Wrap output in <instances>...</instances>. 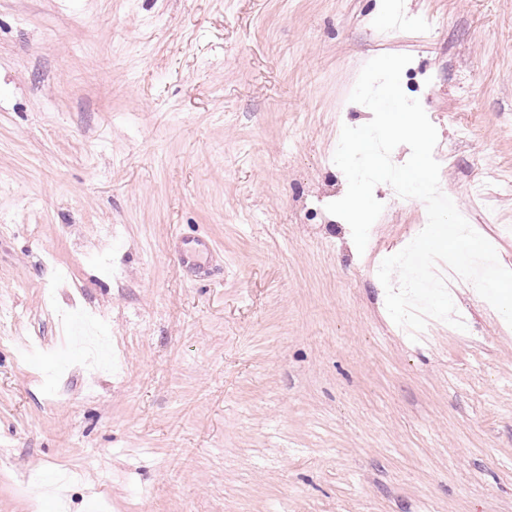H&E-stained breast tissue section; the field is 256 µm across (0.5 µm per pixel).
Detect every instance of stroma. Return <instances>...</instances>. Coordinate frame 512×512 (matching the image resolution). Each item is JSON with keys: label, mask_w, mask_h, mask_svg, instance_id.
Returning a JSON list of instances; mask_svg holds the SVG:
<instances>
[{"label": "stroma", "mask_w": 512, "mask_h": 512, "mask_svg": "<svg viewBox=\"0 0 512 512\" xmlns=\"http://www.w3.org/2000/svg\"><path fill=\"white\" fill-rule=\"evenodd\" d=\"M403 28L379 36V19ZM512 270V0H0V512H512V326L411 340L329 213L372 58ZM469 131L459 136V123ZM219 253L187 273L173 236Z\"/></svg>", "instance_id": "obj_1"}]
</instances>
